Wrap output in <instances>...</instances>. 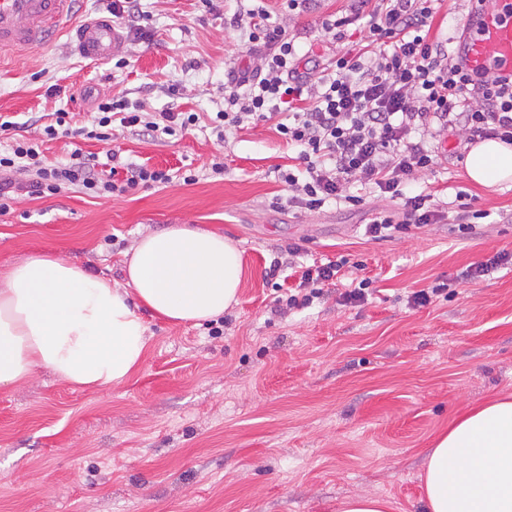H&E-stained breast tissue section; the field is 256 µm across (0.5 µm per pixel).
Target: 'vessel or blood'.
I'll list each match as a JSON object with an SVG mask.
<instances>
[{"instance_id": "obj_1", "label": "vessel or blood", "mask_w": 512, "mask_h": 512, "mask_svg": "<svg viewBox=\"0 0 512 512\" xmlns=\"http://www.w3.org/2000/svg\"><path fill=\"white\" fill-rule=\"evenodd\" d=\"M73 0H0V51L42 43L55 30L72 26L79 54L107 61L125 44L120 28L105 18L70 23ZM461 63L470 73L494 69L512 79V0H497L495 11L479 12L461 39Z\"/></svg>"}]
</instances>
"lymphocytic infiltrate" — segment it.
<instances>
[{"mask_svg": "<svg viewBox=\"0 0 512 512\" xmlns=\"http://www.w3.org/2000/svg\"><path fill=\"white\" fill-rule=\"evenodd\" d=\"M433 0H377L366 39L370 53L337 56L334 73L311 81L300 71L294 42L271 22L269 14L242 10L234 18L251 43L265 51L263 66L248 73L231 71L224 107L212 120L217 139L244 124L276 120L307 173L299 182L294 172L281 174L289 206L316 211L330 202L359 205L360 196L346 194L359 183L402 199L401 211L378 214L366 226L368 236L383 239L425 224L441 214L429 195L404 197L403 187L434 162L435 143L451 129L462 130L467 142L497 138L512 143V80L497 75L474 77L447 50L428 37ZM68 114L56 112L44 133L53 138L73 133L107 141L111 126L141 127L168 136L195 126L194 112H163L148 117L125 100L103 99L91 127L70 129ZM33 172L30 195L45 198L63 185L81 187L86 195H122L139 187L165 185L168 171L144 165L99 172L94 155L71 152L67 163L47 162L38 143L14 139L0 153V214L10 209L11 189L18 171ZM344 261L302 267L297 293L287 307L304 309L321 299L325 287L342 276Z\"/></svg>", "mask_w": 512, "mask_h": 512, "instance_id": "f902f5d3", "label": "lymphocytic infiltrate"}]
</instances>
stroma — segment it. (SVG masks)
I'll return each mask as SVG.
<instances>
[{"mask_svg": "<svg viewBox=\"0 0 512 512\" xmlns=\"http://www.w3.org/2000/svg\"><path fill=\"white\" fill-rule=\"evenodd\" d=\"M473 0H436L431 38L457 52ZM142 34L127 32L120 57L93 63L72 50L68 28L45 46L0 54V151L16 136L42 139L49 161L74 147L117 164L170 170L164 186L90 197L15 194L0 215V268L57 253L124 285V254L144 233L191 224L224 234L241 251L244 274L223 321L172 324L143 311L150 342L127 382L80 390L49 371L0 390V512H338L370 494L391 512H419L426 448L453 417L512 396V267L467 281L464 271L512 253V183L471 182L451 148L419 172L406 195L432 194L441 223L371 240L363 226L398 204L374 187L352 185L361 205L317 212L274 207L278 170L297 147L273 122L249 124L217 143L210 119L224 106L229 70L262 64L235 13L263 9L293 37L299 55L328 63L360 49L372 0H309L285 11L279 0H141ZM339 21L326 34L325 20ZM178 94H171V86ZM126 99L146 112H194L196 127L153 138L119 129L111 142L43 139L46 115L68 111L82 126L99 98ZM224 166L223 174L212 171ZM195 183L182 180L185 171ZM488 211L475 234L452 226L457 193ZM311 258L361 262L374 293L343 305L342 278L324 299L277 311L283 287L265 270L288 243ZM445 282L447 295L417 309L411 292Z\"/></svg>", "mask_w": 512, "mask_h": 512, "instance_id": "stroma-1", "label": "stroma"}]
</instances>
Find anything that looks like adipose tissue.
<instances>
[{"mask_svg": "<svg viewBox=\"0 0 512 512\" xmlns=\"http://www.w3.org/2000/svg\"><path fill=\"white\" fill-rule=\"evenodd\" d=\"M470 180L512 181V145L485 139L464 159ZM119 287L82 266L34 254L0 269V389L46 369L78 388L119 385L142 366L149 343L142 310L196 325L238 301L242 265L222 234L187 224L141 235ZM424 512H512V400L457 418L427 449Z\"/></svg>", "mask_w": 512, "mask_h": 512, "instance_id": "ef3b65f1", "label": "adipose tissue"}]
</instances>
